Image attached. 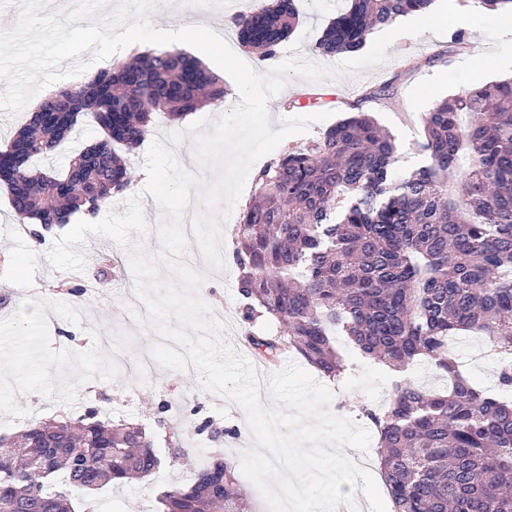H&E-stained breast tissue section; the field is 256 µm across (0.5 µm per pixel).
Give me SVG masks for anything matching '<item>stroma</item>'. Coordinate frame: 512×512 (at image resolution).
<instances>
[{"mask_svg":"<svg viewBox=\"0 0 512 512\" xmlns=\"http://www.w3.org/2000/svg\"><path fill=\"white\" fill-rule=\"evenodd\" d=\"M296 6L301 24L281 48L280 58L298 54L317 64H340V57L316 54L314 45L345 0H296ZM98 9L99 0H0V13L19 15L17 30L0 31V151L40 103L44 91L87 81L104 60L130 57L126 44L114 42L110 34L113 23L142 30V47L149 50L154 29L168 20L196 18L209 27L223 26L226 35L235 36L232 19L245 5L243 0H209L205 9L196 10L185 0H151L145 14L138 0H112V17L102 19L96 28L78 29L67 18L71 12L91 16ZM464 33L466 41L459 47L452 46L447 33L399 36L388 48L386 61L333 80L309 82L290 76L268 103L271 127L280 129L287 115L327 112L336 122L360 109L393 135L398 147L395 171L405 174L426 161L420 150L424 112L412 108L409 90L492 48L477 29L468 26ZM88 41L93 44L89 52L83 49ZM63 232L58 226L44 239L35 240L19 224L0 185V434L13 435L45 419L75 418L92 408L111 414L113 420L140 424L162 456V466L149 480L94 493L92 509L157 512V495L190 484L200 464L219 458L240 468L243 454L255 446L253 434L242 408L201 390L195 373L158 366L144 378L103 365L105 341L119 344L125 357L134 361L148 354L158 336L145 306L126 304V291L134 286L128 249L116 247V256L108 259L95 254L100 247L112 246V239L88 236L82 246L89 256L86 267L68 277L83 287H96L95 299L58 293L57 285L66 277L50 266L45 255ZM181 261L193 270H204L200 298L222 313L226 339L247 359H254V350L244 343L247 331L276 334L280 327L265 320L252 327L244 323L237 268L229 263L224 270L205 271L206 261L195 241L188 243ZM480 343V338L463 337L455 347L471 381L479 389L494 392L497 364L470 355ZM336 344L350 368L342 381L332 385L329 409L361 425L363 407L387 403L395 375L361 358L345 336H337ZM175 399L185 423L210 422L215 436L174 435L158 408ZM183 446L190 448V459L177 458Z\"/></svg>","mask_w":512,"mask_h":512,"instance_id":"obj_1","label":"stroma"}]
</instances>
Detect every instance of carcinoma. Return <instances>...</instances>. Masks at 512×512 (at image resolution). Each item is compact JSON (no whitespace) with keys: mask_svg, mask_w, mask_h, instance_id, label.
I'll use <instances>...</instances> for the list:
<instances>
[{"mask_svg":"<svg viewBox=\"0 0 512 512\" xmlns=\"http://www.w3.org/2000/svg\"><path fill=\"white\" fill-rule=\"evenodd\" d=\"M432 0H350L315 43L322 56L360 50L374 30L425 11ZM295 0H260L233 19L238 41L274 60L296 30ZM224 81L180 50H154L44 98L8 142L3 184L17 216L70 223L131 189L128 155L155 118L181 121L225 100ZM84 120L100 140L58 170ZM424 165L393 175L397 145L368 113L290 147L254 176L234 233L243 320L284 326L247 335L266 361L294 351L323 376L348 369L335 336L399 371L429 359L448 387L393 384L378 433V471L392 512H512V79L437 101L423 117ZM484 336L501 353L488 394L463 374L458 336ZM161 457L145 429L100 420L45 421L0 437V512H92L87 495L147 479ZM158 512H251L235 471L216 461L158 499Z\"/></svg>","mask_w":512,"mask_h":512,"instance_id":"obj_1","label":"carcinoma"}]
</instances>
